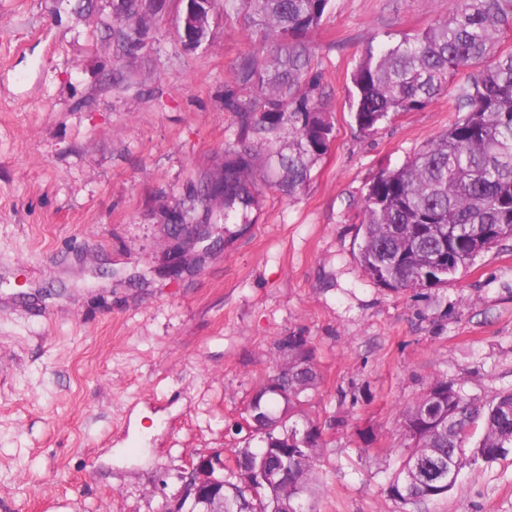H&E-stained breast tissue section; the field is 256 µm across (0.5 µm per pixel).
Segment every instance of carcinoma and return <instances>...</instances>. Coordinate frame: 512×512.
Here are the masks:
<instances>
[{
	"label": "carcinoma",
	"instance_id": "cac0c4a2",
	"mask_svg": "<svg viewBox=\"0 0 512 512\" xmlns=\"http://www.w3.org/2000/svg\"><path fill=\"white\" fill-rule=\"evenodd\" d=\"M331 0H224L244 13L260 38L234 61L238 91L225 107L235 113L242 138L262 145L288 138V153L270 161L277 185L290 195L303 187L314 163L328 152L332 123L310 98L308 34L319 28ZM116 40L130 51L146 47L156 13L135 0L112 9ZM512 0H452L444 18L429 28L380 48L369 46L352 73L351 109L360 130L423 108L447 94L448 81L472 69L450 108L463 116L427 142L397 169H380L369 183L359 214L360 266L373 281L393 289L437 287L479 256L477 239L494 224H512ZM249 149H228L220 175L204 185L201 203L224 207V216L253 202L246 175ZM288 374L271 378L250 407L260 420V446L242 448L236 459L258 469L271 448L286 445L300 458L288 476L258 495L253 512H301L311 489L315 462L324 447L320 427L291 422L302 398L317 384L312 350L290 336ZM284 402L276 412L268 396ZM400 427L413 442L393 477L391 494L405 503L441 494L424 486L416 463L447 466L462 451L490 464L512 448V390L486 401L465 395L458 379L436 377L427 392L406 407ZM228 498L208 505L185 499L184 512H235Z\"/></svg>",
	"mask_w": 512,
	"mask_h": 512
}]
</instances>
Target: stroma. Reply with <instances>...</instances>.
Wrapping results in <instances>:
<instances>
[{"instance_id": "35a3bbf8", "label": "stroma", "mask_w": 512, "mask_h": 512, "mask_svg": "<svg viewBox=\"0 0 512 512\" xmlns=\"http://www.w3.org/2000/svg\"><path fill=\"white\" fill-rule=\"evenodd\" d=\"M450 0H332L308 38L314 98L332 141L295 196L257 154L253 204L196 196L242 147L224 108L250 41L216 6L185 51L179 0L148 45L124 53L109 0H0V512H162L202 457L232 460L259 385L313 350L303 407L324 450L303 512H512V455L465 467L417 505L389 483L412 446L398 419L432 379L471 397L512 389V239L448 283L395 291L358 263V215L380 167H397L458 115L447 99L361 133L351 72L370 39L398 42ZM207 224L169 275L170 211ZM155 417L150 448L131 416Z\"/></svg>"}]
</instances>
